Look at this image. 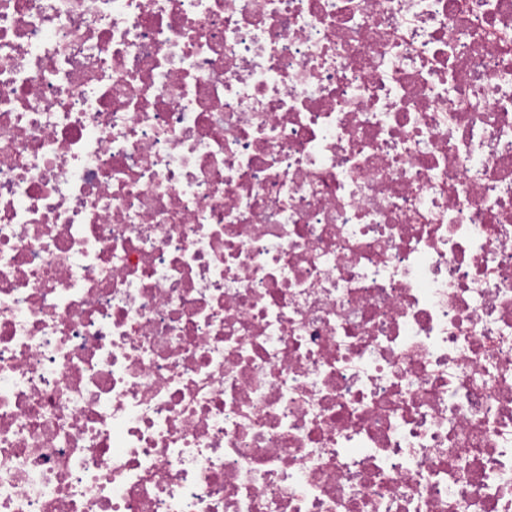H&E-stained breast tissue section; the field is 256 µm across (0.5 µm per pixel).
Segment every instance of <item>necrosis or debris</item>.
<instances>
[{
  "mask_svg": "<svg viewBox=\"0 0 512 512\" xmlns=\"http://www.w3.org/2000/svg\"><path fill=\"white\" fill-rule=\"evenodd\" d=\"M0 512H512V0H0Z\"/></svg>",
  "mask_w": 512,
  "mask_h": 512,
  "instance_id": "obj_1",
  "label": "necrosis or debris"
}]
</instances>
